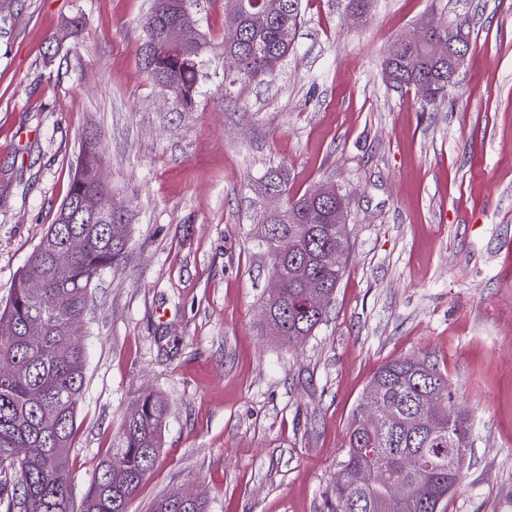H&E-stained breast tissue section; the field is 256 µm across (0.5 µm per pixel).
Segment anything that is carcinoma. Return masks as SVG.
I'll return each instance as SVG.
<instances>
[{
	"mask_svg": "<svg viewBox=\"0 0 512 512\" xmlns=\"http://www.w3.org/2000/svg\"><path fill=\"white\" fill-rule=\"evenodd\" d=\"M302 0H224V14L239 22L240 37L224 45V64L234 81L248 85L274 75L269 61L292 50L302 23ZM186 0H155L142 20L145 34L140 66L154 83L165 84L183 107L195 102L202 78L201 55L207 42L196 33L193 46L161 67L152 66L151 48L166 30L182 25ZM409 52L422 57L420 69L402 70ZM384 73L396 87L427 85L445 96L450 85L425 45L396 39L384 60ZM103 146L97 134L84 136L67 199L81 200L97 188ZM263 184L285 198L277 214L266 217L260 238L270 271L282 279L279 299L263 301V328L270 336L290 343L312 335L327 310L306 307L302 284L293 271L303 266L328 294L341 280L349 250L336 249V240L348 241V202H316L303 195L288 197V179L280 171L265 176ZM87 237L85 248L62 261L69 238ZM297 241L288 256L276 252L277 237ZM128 237H114L106 224H86L61 207L56 218L30 253L0 310V360L12 370L0 374V481L18 485L21 494L7 499L6 512H74L70 491L69 451L76 433V417L85 381V346L76 326L90 310L91 288L100 273L124 258ZM412 358L386 362L373 377V411L355 410L347 430L346 457L336 473V512H442L441 505L461 485L465 453L470 447V424L463 411L448 421V404L457 394L436 365ZM167 402L156 393L141 396L123 420L118 445L103 461L81 503L80 512H128V506L153 468L162 448ZM15 448L27 449L23 458ZM413 457L416 465L405 461ZM371 473L366 486L355 483L357 471ZM405 482L412 493L398 498L392 485ZM151 512H207L199 498L187 505L170 494L157 499Z\"/></svg>",
	"mask_w": 512,
	"mask_h": 512,
	"instance_id": "obj_1",
	"label": "carcinoma"
}]
</instances>
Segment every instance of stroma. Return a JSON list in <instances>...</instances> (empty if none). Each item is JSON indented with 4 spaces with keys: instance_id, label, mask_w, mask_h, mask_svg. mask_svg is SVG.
Returning <instances> with one entry per match:
<instances>
[{
    "instance_id": "1",
    "label": "stroma",
    "mask_w": 512,
    "mask_h": 512,
    "mask_svg": "<svg viewBox=\"0 0 512 512\" xmlns=\"http://www.w3.org/2000/svg\"><path fill=\"white\" fill-rule=\"evenodd\" d=\"M154 0H0V301L65 199L86 132L129 244L92 290L70 450L81 502L137 399L168 402L163 448L128 512L190 490L209 512H331L346 431L386 362L429 359L470 420L445 512H512V0H302L275 75L224 66V0H189L209 42L193 108L140 68ZM82 17L84 26L65 33ZM470 50L427 103L381 72L426 22ZM66 38L56 55L49 39ZM349 199L345 273L312 336L263 334L259 185Z\"/></svg>"
}]
</instances>
